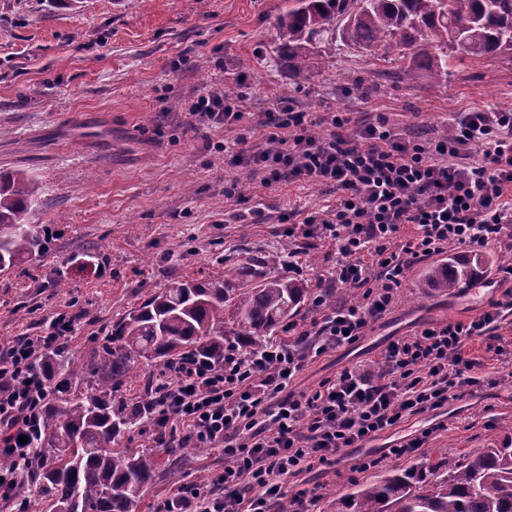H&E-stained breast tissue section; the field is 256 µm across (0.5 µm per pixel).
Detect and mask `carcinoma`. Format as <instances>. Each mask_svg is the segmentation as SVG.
Segmentation results:
<instances>
[{
	"label": "carcinoma",
	"mask_w": 512,
	"mask_h": 512,
	"mask_svg": "<svg viewBox=\"0 0 512 512\" xmlns=\"http://www.w3.org/2000/svg\"><path fill=\"white\" fill-rule=\"evenodd\" d=\"M274 40L297 77L310 71L317 44L332 38L365 55H383L403 82L418 70L448 71L455 53L491 57L512 50V0H288L274 19ZM35 181L24 171L0 174V271L43 253L45 240L24 215L38 205ZM489 263L482 256H448L427 268L422 288L456 291ZM226 278L173 281L112 323L85 360L60 346L42 350L34 370L46 398L26 436L29 456L0 457L27 477L25 509L47 512H133L152 479L153 454L124 438L158 406L160 379L146 378L138 400L119 395L139 362L165 375L181 356L224 358V340L259 345L278 335L300 311L308 286L252 265ZM235 327L226 329L225 315ZM447 474L392 472L330 501L331 512H512V437L455 463L428 465Z\"/></svg>",
	"instance_id": "carcinoma-1"
}]
</instances>
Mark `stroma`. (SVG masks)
Here are the masks:
<instances>
[{
    "label": "stroma",
    "mask_w": 512,
    "mask_h": 512,
    "mask_svg": "<svg viewBox=\"0 0 512 512\" xmlns=\"http://www.w3.org/2000/svg\"><path fill=\"white\" fill-rule=\"evenodd\" d=\"M287 0H0V172L21 169L38 184L41 200L25 221L46 230L47 247L14 269L0 271V351L28 336L46 335L53 318L75 316L65 338L89 356L97 337L171 279L228 276L253 259L270 275L316 287L336 266V252L307 247L301 271L289 269L288 210L319 211L336 202L326 187L276 185L253 190L250 174L225 165L214 143L223 128L199 124L187 112L193 94L224 89L246 77L250 107L263 112L290 90L305 112H387L400 131L439 135L459 112L512 104V52L475 59L456 54L447 75L420 71L392 83L375 78L384 61L342 43H325L318 68L289 79L273 70L272 22ZM188 66H181V59ZM368 81L366 97L347 86ZM242 198L224 196L229 180ZM262 209L263 219L252 212ZM242 214L243 222L233 221ZM105 257H75L87 242ZM425 263L411 267L400 300L356 345L327 353L300 373L310 391L348 366L379 360L387 345L430 323L482 314L495 290L461 295L420 287ZM512 345V316L494 335L472 340L476 376L495 384L468 388L448 406L407 420L370 441L345 448L331 466L292 479L290 490L313 489L312 512H326L329 493L389 472L419 470L426 459L499 444L512 422V376L499 372L495 349ZM430 430L424 448L394 457L403 437ZM157 450V449H156ZM377 464L361 471L365 455ZM159 468L133 512H152L174 485L224 466L220 449L186 443L157 450Z\"/></svg>",
    "instance_id": "stroma-1"
}]
</instances>
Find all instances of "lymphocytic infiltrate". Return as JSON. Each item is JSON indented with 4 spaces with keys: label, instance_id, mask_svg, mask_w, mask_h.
I'll return each instance as SVG.
<instances>
[{
    "label": "lymphocytic infiltrate",
    "instance_id": "1",
    "mask_svg": "<svg viewBox=\"0 0 512 512\" xmlns=\"http://www.w3.org/2000/svg\"><path fill=\"white\" fill-rule=\"evenodd\" d=\"M186 108L201 124L238 130L220 146L224 161L248 169L258 186L335 190L336 203L325 212L289 211L288 265L297 268L302 244H329L336 250L332 279L359 297L331 305L316 294L312 318L288 325L289 340L228 346L221 363L190 358L176 368L166 400L143 429L161 448L178 442L222 449L224 469L208 484L177 485L154 512H272L286 497L295 512H310L314 496L289 492L292 478L476 385L466 345L512 316L508 264L479 316L428 324L390 342L374 364L344 369L307 392L292 387L309 362L365 336L396 304L415 264L462 246L512 251V111L463 112L451 136L423 138L397 132L383 112L357 121L345 112L316 117L284 98L255 112L246 96L221 90L192 95ZM73 329L57 318L47 335L11 346L0 359V443L9 455L24 457L19 438L45 392L30 371L38 349Z\"/></svg>",
    "mask_w": 512,
    "mask_h": 512
}]
</instances>
